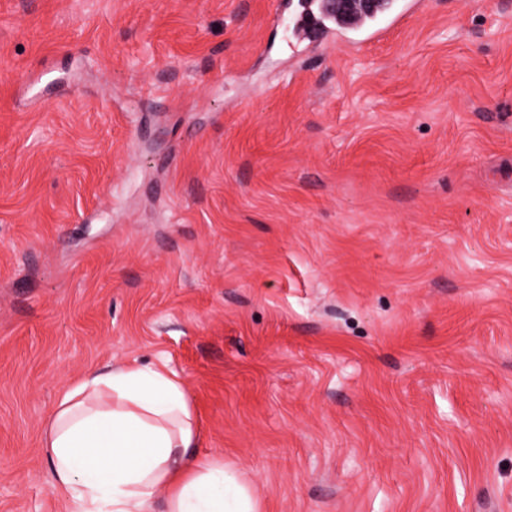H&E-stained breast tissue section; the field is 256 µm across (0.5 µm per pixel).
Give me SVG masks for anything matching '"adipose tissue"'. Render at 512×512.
Masks as SVG:
<instances>
[{
  "instance_id": "1",
  "label": "adipose tissue",
  "mask_w": 512,
  "mask_h": 512,
  "mask_svg": "<svg viewBox=\"0 0 512 512\" xmlns=\"http://www.w3.org/2000/svg\"><path fill=\"white\" fill-rule=\"evenodd\" d=\"M199 424L176 374L119 366L68 389L44 448L69 512H256L223 457L200 452Z\"/></svg>"
}]
</instances>
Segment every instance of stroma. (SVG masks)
Segmentation results:
<instances>
[{
	"instance_id": "35a3bbf8",
	"label": "stroma",
	"mask_w": 512,
	"mask_h": 512,
	"mask_svg": "<svg viewBox=\"0 0 512 512\" xmlns=\"http://www.w3.org/2000/svg\"><path fill=\"white\" fill-rule=\"evenodd\" d=\"M0 0V512L163 365L259 512H512V0ZM395 1H381L376 2L375 8L372 13L364 14L362 12L349 16L348 22H338L332 16H327L322 13L321 4L320 10L324 16L323 25L333 23L336 27L331 28L333 31H345L363 37L361 42L369 40L381 39L387 31L395 26L401 16L402 12L395 10Z\"/></svg>"
}]
</instances>
